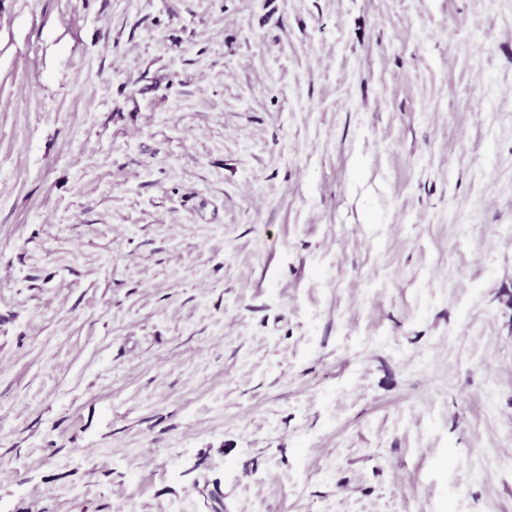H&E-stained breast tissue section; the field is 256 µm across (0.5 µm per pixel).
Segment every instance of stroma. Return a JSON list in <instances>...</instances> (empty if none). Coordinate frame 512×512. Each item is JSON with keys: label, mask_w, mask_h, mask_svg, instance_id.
<instances>
[{"label": "stroma", "mask_w": 512, "mask_h": 512, "mask_svg": "<svg viewBox=\"0 0 512 512\" xmlns=\"http://www.w3.org/2000/svg\"><path fill=\"white\" fill-rule=\"evenodd\" d=\"M0 512H512V0H0Z\"/></svg>", "instance_id": "35a3bbf8"}]
</instances>
